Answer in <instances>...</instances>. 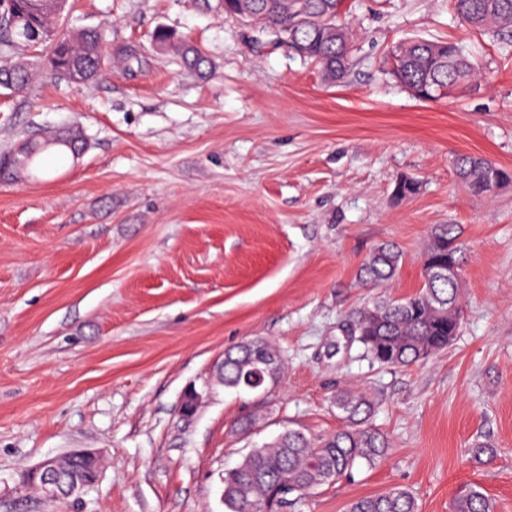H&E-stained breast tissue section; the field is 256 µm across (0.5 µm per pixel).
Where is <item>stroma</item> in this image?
Listing matches in <instances>:
<instances>
[{"label":"stroma","instance_id":"obj_1","mask_svg":"<svg viewBox=\"0 0 512 512\" xmlns=\"http://www.w3.org/2000/svg\"><path fill=\"white\" fill-rule=\"evenodd\" d=\"M69 2L58 30L107 25L111 68L0 88V152L38 129L88 142L0 180V512H226L225 471L286 428L335 432L332 400L353 388L374 398L388 455L284 512H344L394 486L419 512H453L466 484L512 512V184L474 196L454 166L512 168V47L451 0H344L355 39L331 81L222 0ZM157 30L199 45L206 73L159 51ZM411 38L466 45L477 85L415 98L386 67ZM405 178L417 189L401 198ZM436 224L461 228L459 333L417 365L370 363L346 330L419 287ZM386 242L403 253L393 288L360 283ZM252 338L279 348L283 377L224 389L225 350ZM190 385L203 400L187 421ZM83 449L102 465L79 498L22 488L27 469Z\"/></svg>","mask_w":512,"mask_h":512}]
</instances>
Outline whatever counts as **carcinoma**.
Returning <instances> with one entry per match:
<instances>
[{
	"label": "carcinoma",
	"instance_id": "obj_1",
	"mask_svg": "<svg viewBox=\"0 0 512 512\" xmlns=\"http://www.w3.org/2000/svg\"><path fill=\"white\" fill-rule=\"evenodd\" d=\"M454 9L467 26L491 28L512 45V0H453ZM67 0H13L20 13L12 29L0 26V55L5 49L23 47L40 50L39 60H0V86L13 93L24 91L41 65L54 77L71 82H86L112 63L105 51L106 34L101 28H73L62 34L55 30ZM224 10L246 11L271 27L279 38L299 56L318 64L325 75L340 79L345 70L352 34L339 21L336 0H224ZM41 40H31L32 29ZM154 41L169 47L182 64L199 71L207 64L203 51L190 43L171 42L159 31ZM390 53L400 61V84L415 96L428 95L435 101L452 88H466L476 82L477 72L464 46L442 40L411 39L392 47ZM86 138L76 128L56 131L49 138L29 137L28 154L9 157L0 175L11 178L35 176L42 154L64 148L75 154L83 150ZM499 173L512 182V170L473 156L457 159V176L473 194L489 195V177ZM403 254L390 244L375 247L359 269V279L377 285L392 280L399 272ZM462 262L460 233L455 224H437L426 245L420 288L402 300L383 299L357 312L355 324L363 355L383 366L408 367L441 353L457 335L462 304L459 282L448 281V259ZM271 363L265 373L269 385L277 382L284 370L280 350L270 341L248 340L224 352V372L220 382L227 389H247L248 377L260 362ZM334 406L344 426L335 433L311 438L289 428L274 442L251 452L239 470L224 474V505L227 512H283L289 499L281 487L297 496L305 495L335 480L352 475L361 462L372 466L388 452V438L370 419L375 403L356 390L341 391ZM454 512H494L492 500L480 487L467 485L457 494ZM346 512H419L413 493L402 487L357 497L346 505Z\"/></svg>",
	"mask_w": 512,
	"mask_h": 512
}]
</instances>
